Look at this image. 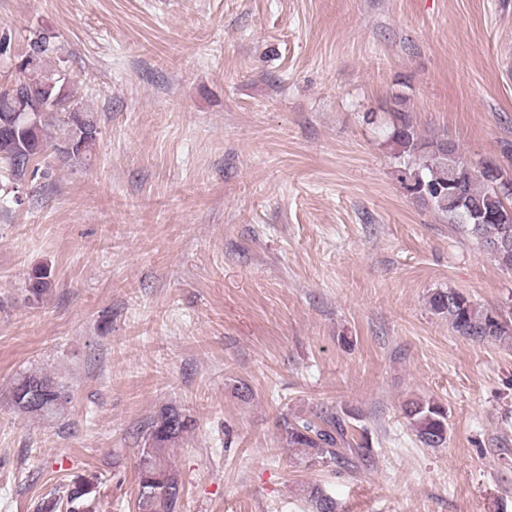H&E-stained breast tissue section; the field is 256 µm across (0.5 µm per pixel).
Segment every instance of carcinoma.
Returning <instances> with one entry per match:
<instances>
[{"mask_svg": "<svg viewBox=\"0 0 512 512\" xmlns=\"http://www.w3.org/2000/svg\"><path fill=\"white\" fill-rule=\"evenodd\" d=\"M51 53L49 38L33 35L29 50L17 64L27 80L0 92V170L7 174V181H0V193L13 191L29 171L38 170L39 160L49 151L66 162L79 163L92 155L96 145V120L66 90L69 80L51 66ZM50 79L57 84L48 100L44 87ZM19 102L33 109L31 120L19 119ZM66 135L72 145L64 149L59 141ZM389 140L396 158L405 160L398 179L406 190L431 203L501 268L512 271V173L466 172L456 189L448 188L450 166L463 163L465 156L445 136L425 137L416 130L401 96L394 97L390 108ZM28 285L32 295L41 296L53 285L51 270L33 268ZM429 305L458 335L512 350V312L482 307L454 289L433 292ZM11 402L22 414L53 422L65 415L71 396L50 376L31 374L14 384ZM404 415L422 445L438 448L446 443L448 409L443 404L434 399L411 400L405 404ZM188 428V417L173 405L162 408L152 422L148 447L141 449L138 461L140 512H178L179 477L166 463L165 453ZM285 433L288 447L311 463L344 465L364 461L371 452L367 438L356 439L337 413L320 417L318 423L296 416ZM96 493L93 480L78 476L68 485L66 496L45 497L37 512H97ZM309 501L314 512H336L335 500L318 489L310 490Z\"/></svg>", "mask_w": 512, "mask_h": 512, "instance_id": "carcinoma-1", "label": "carcinoma"}]
</instances>
